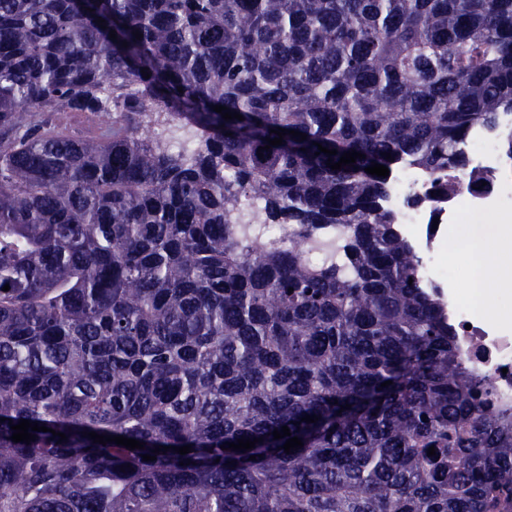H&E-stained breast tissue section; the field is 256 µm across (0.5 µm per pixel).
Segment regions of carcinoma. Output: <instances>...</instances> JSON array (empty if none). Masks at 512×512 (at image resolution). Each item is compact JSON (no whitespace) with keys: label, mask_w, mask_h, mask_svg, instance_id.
Here are the masks:
<instances>
[{"label":"carcinoma","mask_w":512,"mask_h":512,"mask_svg":"<svg viewBox=\"0 0 512 512\" xmlns=\"http://www.w3.org/2000/svg\"><path fill=\"white\" fill-rule=\"evenodd\" d=\"M504 112L512 0H0V512H512V413L365 172L446 194Z\"/></svg>","instance_id":"1"}]
</instances>
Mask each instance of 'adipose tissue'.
Listing matches in <instances>:
<instances>
[{
	"label": "adipose tissue",
	"instance_id": "1",
	"mask_svg": "<svg viewBox=\"0 0 512 512\" xmlns=\"http://www.w3.org/2000/svg\"><path fill=\"white\" fill-rule=\"evenodd\" d=\"M454 251L471 271L466 288L480 307H487L492 294L512 287L511 217L497 218L489 227L456 240Z\"/></svg>",
	"mask_w": 512,
	"mask_h": 512
}]
</instances>
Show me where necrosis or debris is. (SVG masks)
I'll return each mask as SVG.
<instances>
[{
	"instance_id": "necrosis-or-debris-1",
	"label": "necrosis or debris",
	"mask_w": 512,
	"mask_h": 512,
	"mask_svg": "<svg viewBox=\"0 0 512 512\" xmlns=\"http://www.w3.org/2000/svg\"><path fill=\"white\" fill-rule=\"evenodd\" d=\"M512 131V114L503 115L497 129L477 132L466 147L468 169L473 180L456 184L447 195L432 194L429 185L412 169L396 176L389 208L395 211L402 231L413 233L420 244L422 277L427 285L442 286L454 281L442 254L447 232L463 213L479 217L512 203V178L499 175L497 141ZM418 196L415 206H407L408 196ZM448 320L458 331V344L465 364L479 375L489 377L499 405L512 408V328L486 322L476 305L459 293L448 296Z\"/></svg>"
}]
</instances>
